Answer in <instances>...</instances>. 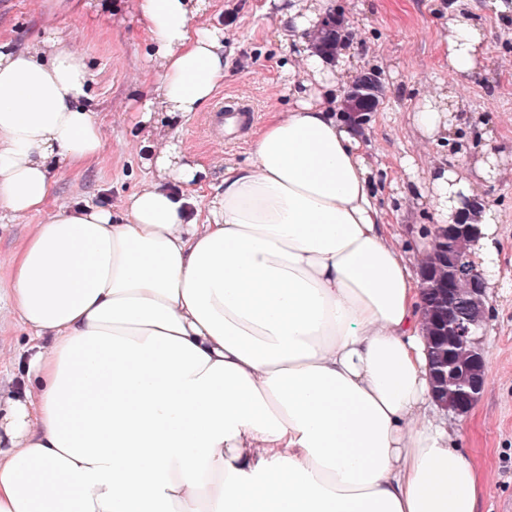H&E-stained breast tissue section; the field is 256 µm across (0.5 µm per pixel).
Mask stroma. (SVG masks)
<instances>
[{"label": "stroma", "instance_id": "obj_1", "mask_svg": "<svg viewBox=\"0 0 512 512\" xmlns=\"http://www.w3.org/2000/svg\"><path fill=\"white\" fill-rule=\"evenodd\" d=\"M328 0L327 14L342 23L351 71L338 80L336 110L344 112L357 74L378 76L375 111L366 113L362 147L371 167L378 207L384 211L392 242L411 271L430 246L436 221L428 195L422 194L426 171L436 165L466 167L480 149L494 151L498 175L476 186L483 205L499 216L497 269L490 283L486 325L485 384L472 409L458 416L439 410L485 482L478 512H512V0ZM87 25L71 30L57 0H0V39L17 44L40 41L54 31L67 44L78 45L94 74L84 103L99 112L104 150L97 163L76 171L57 163V201L97 203L119 211L126 195L142 186L146 169L128 146L131 117L158 77L148 63L152 46L124 0H86ZM266 0H209L203 20L224 26L233 42L226 49L225 76L216 98H242L253 104L258 122L269 113L293 105L288 70L298 61L280 40ZM456 7L478 21L488 51L464 90V118L450 134L423 135L415 125L416 103L424 96L454 88L443 39L448 9ZM202 115L170 122L186 156L203 163L204 195L224 187V166L213 159L214 145L205 143ZM31 224L0 209V358L16 356L25 333L7 305L6 261Z\"/></svg>", "mask_w": 512, "mask_h": 512}]
</instances>
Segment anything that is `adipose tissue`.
<instances>
[{"mask_svg": "<svg viewBox=\"0 0 512 512\" xmlns=\"http://www.w3.org/2000/svg\"><path fill=\"white\" fill-rule=\"evenodd\" d=\"M326 0H268L302 66L288 112L196 190L158 114L190 117L224 77L207 0H133L160 85L132 121L148 177L120 216L53 206L56 161L104 148L83 54L54 34L0 40V207L39 215L8 259L26 332L21 396L0 411V512H476L481 476L433 404L420 281L370 191L357 119L331 90L345 58L314 52ZM487 51L448 16L460 81ZM472 171L426 173L438 223Z\"/></svg>", "mask_w": 512, "mask_h": 512, "instance_id": "1", "label": "adipose tissue"}]
</instances>
